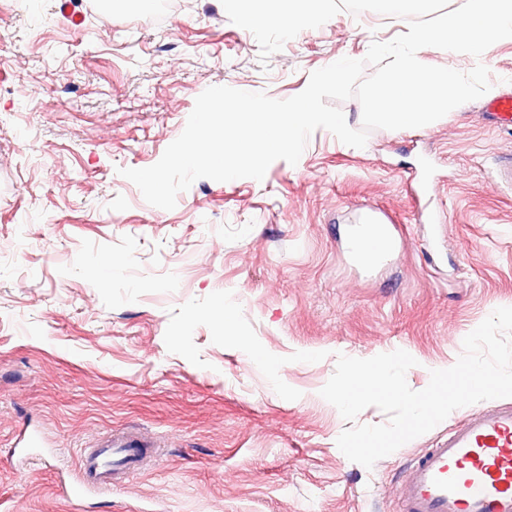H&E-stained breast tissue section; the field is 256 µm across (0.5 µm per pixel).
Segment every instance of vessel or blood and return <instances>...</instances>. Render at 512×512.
Listing matches in <instances>:
<instances>
[{"mask_svg": "<svg viewBox=\"0 0 512 512\" xmlns=\"http://www.w3.org/2000/svg\"><path fill=\"white\" fill-rule=\"evenodd\" d=\"M147 452L135 437L109 438L81 455L83 474L64 486L80 500L132 475ZM399 512H512V403L471 411L406 470Z\"/></svg>", "mask_w": 512, "mask_h": 512, "instance_id": "1", "label": "vessel or blood"}]
</instances>
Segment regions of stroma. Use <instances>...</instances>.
Instances as JSON below:
<instances>
[{
    "instance_id": "obj_1",
    "label": "stroma",
    "mask_w": 512,
    "mask_h": 512,
    "mask_svg": "<svg viewBox=\"0 0 512 512\" xmlns=\"http://www.w3.org/2000/svg\"><path fill=\"white\" fill-rule=\"evenodd\" d=\"M93 2L75 29L58 0H0V512H398L406 469L467 408L368 469L319 391L338 354L397 349L422 390L512 307V186L494 176L512 126L477 99L362 148L319 129L297 164L157 208L121 171L155 164L206 88L286 99L407 22L342 11L264 62L221 0H178L161 24ZM417 56L484 64L490 96L512 92V38ZM362 214L393 236L372 267L349 255ZM122 431L161 455L81 505L60 495L81 449Z\"/></svg>"
}]
</instances>
